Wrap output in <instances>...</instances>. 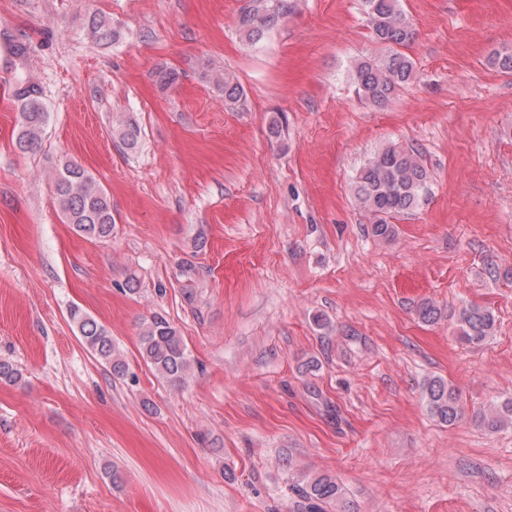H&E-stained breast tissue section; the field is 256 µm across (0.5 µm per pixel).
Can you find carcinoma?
Segmentation results:
<instances>
[{
    "instance_id": "1",
    "label": "carcinoma",
    "mask_w": 512,
    "mask_h": 512,
    "mask_svg": "<svg viewBox=\"0 0 512 512\" xmlns=\"http://www.w3.org/2000/svg\"><path fill=\"white\" fill-rule=\"evenodd\" d=\"M362 9L373 38L389 46L390 51L376 59L356 62L353 82L361 99L384 105L416 79L414 62L400 48L413 42L417 32L402 11L400 0H362ZM287 13L288 0H245L239 16L241 37L251 45L260 43ZM223 79L225 107L243 109L246 95L238 78L226 71ZM19 95L24 105L17 146L28 153L40 143L46 112L35 86L22 88ZM120 137L128 149L135 151L142 132L138 125L127 123ZM54 184L64 222L72 225L76 233L98 241L112 235L110 199L84 168L75 163L65 164ZM429 184V170L413 149L391 143L373 154L354 177V195L371 216L372 236L383 241L393 239L396 227L392 220L419 207L426 200ZM417 314L423 322L431 324L442 318V310L431 302L422 303ZM69 316L80 343L108 365L112 374L124 375L125 361L116 352L112 336L104 326L77 306L70 309ZM455 328L464 342L478 347L494 335L496 318L487 308L463 306L458 310ZM140 355L146 366L168 385L182 387L186 383L191 370L190 356L179 331L165 317L156 314L142 323ZM423 395L428 412L439 421L454 425L463 418L460 393L447 381L439 377L426 380ZM475 419L492 433L512 426V399L475 412ZM291 490L301 499L303 512H323L324 506L343 498L342 486L329 475H304L292 484Z\"/></svg>"
}]
</instances>
